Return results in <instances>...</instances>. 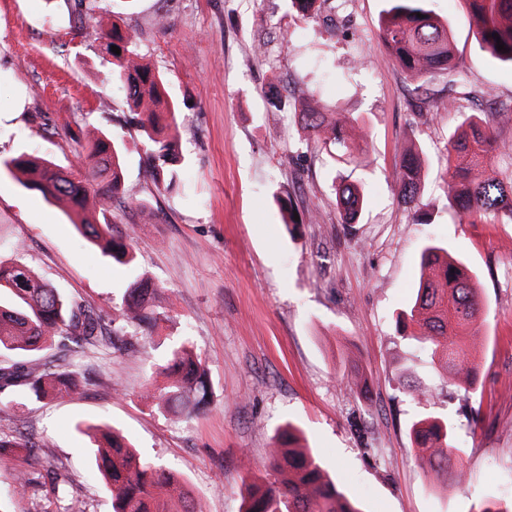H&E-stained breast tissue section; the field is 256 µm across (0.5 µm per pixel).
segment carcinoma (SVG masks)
Here are the masks:
<instances>
[{"label":"carcinoma","mask_w":512,"mask_h":512,"mask_svg":"<svg viewBox=\"0 0 512 512\" xmlns=\"http://www.w3.org/2000/svg\"><path fill=\"white\" fill-rule=\"evenodd\" d=\"M379 19L382 38L407 78L423 88L434 73L454 67L448 23L427 8V0H385ZM478 27L480 49L512 64V0H467ZM422 17H417V14ZM78 32L98 34L101 52L112 66V79L126 85L129 106L148 142L151 174L156 186L173 187L179 157L178 108L168 101L162 75L143 63L133 36L117 26L103 27L89 6L77 14ZM507 51H499L497 42ZM121 50L111 51V46ZM299 120L313 143L338 162L349 165L364 155L367 134L352 139L346 121L327 112L312 98L300 101ZM489 121L470 115L445 146L448 161V204L475 224H512V146L498 144ZM3 165L25 176L26 188L47 201L62 202L75 228L101 254L119 265L135 261L132 242L110 236V224L97 223L94 213L104 201L124 191L119 145L104 131L77 155V163L61 167L52 160L22 152ZM400 200L416 207L421 191L420 156L403 149L398 172ZM342 220L352 224L364 206L359 186L341 178L335 186ZM481 311L479 288L468 267L440 243L425 245L412 303L398 318L406 329L419 332L414 340L448 374V385L474 384L477 366L472 355L471 329ZM166 317L161 295L145 278L127 288L117 319L152 335ZM55 349L53 359L39 353ZM127 349L115 336L107 338L99 317L64 297L23 263L0 262V353L21 352L27 360L0 366V393L32 394L38 399H63L80 393L78 377L65 365L75 349ZM162 374L167 382L149 390V397L174 414L191 417L211 403V383L201 358L186 345L172 350ZM456 425L448 418L425 413L411 423L410 435L422 453L427 475L446 486L465 475L460 449L453 446ZM84 433L100 436L90 449L97 472L112 499V512H202L181 478L142 459L112 428L88 424ZM293 432L282 434L270 449V462L281 479L245 486L244 512H359L325 471L310 449L293 447Z\"/></svg>","instance_id":"1"}]
</instances>
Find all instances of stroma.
<instances>
[{
    "label": "stroma",
    "mask_w": 512,
    "mask_h": 512,
    "mask_svg": "<svg viewBox=\"0 0 512 512\" xmlns=\"http://www.w3.org/2000/svg\"><path fill=\"white\" fill-rule=\"evenodd\" d=\"M135 32L138 52L180 109L184 156L171 189L156 187L95 33L74 31V0H0V261H19L111 326L129 283L147 278L167 316L152 343L68 355L79 396L39 402L0 396V432L37 443L0 451V512H112L80 426L106 423L149 462L177 472L204 512H242L245 484L272 471L267 450L285 429L310 449L361 512H482L512 500V224H472L448 203L444 147L472 92L512 107V66L480 50L466 0H429L447 20L456 69L417 95L379 31L382 0H318L313 20L288 0H92ZM166 15L169 27L154 21ZM282 105L273 108V95ZM362 120L367 157L344 167L309 143L299 97ZM455 100L458 108L443 110ZM123 142L125 194L104 206L114 236L131 238L132 268L95 254L63 208L28 190L2 160L22 150L66 166L92 129ZM423 160L416 209L401 203L399 153ZM352 175L365 206L343 223L334 181ZM299 222L286 227L278 198ZM429 242L448 244L474 273L483 306L474 330L478 376L450 386L403 335L397 318ZM205 359L212 402L187 419L147 399L169 349ZM357 365L365 389L345 375ZM433 397L422 405L404 387ZM431 411L458 426L465 479L430 484L409 433ZM377 449L378 458L366 448ZM27 474L16 486L15 471Z\"/></svg>",
    "instance_id": "1"
}]
</instances>
